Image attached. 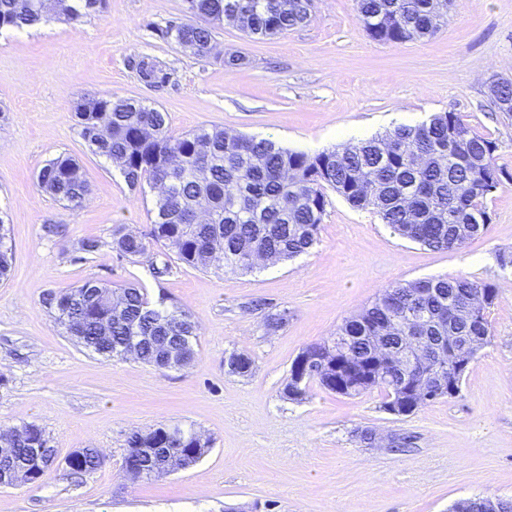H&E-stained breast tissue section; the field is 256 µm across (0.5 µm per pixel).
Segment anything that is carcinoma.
I'll list each match as a JSON object with an SVG mask.
<instances>
[{"instance_id":"carcinoma-1","label":"carcinoma","mask_w":512,"mask_h":512,"mask_svg":"<svg viewBox=\"0 0 512 512\" xmlns=\"http://www.w3.org/2000/svg\"><path fill=\"white\" fill-rule=\"evenodd\" d=\"M188 22L171 21L162 37L200 56L211 54V24L231 22L249 35H275L310 21L316 0H186ZM451 0H356L367 34L386 43H403L432 35L448 13ZM102 7V0H0V30L34 26L55 13L77 23ZM130 64L149 86L169 82L170 74L152 57L138 55ZM502 112H512V83L494 85ZM76 125L89 149L115 163L127 185H148L155 191L153 220L142 236L118 227L110 241L84 242L88 253L105 245L125 257L145 254L150 242L171 248L176 260L193 268H222L247 274L259 261L293 260L317 243L318 231L330 205L328 192L358 209L371 210L399 236L429 249L459 248L466 226L477 236L491 222L487 202L512 182V174L496 164L497 145L474 132L456 112H436L419 125H399L355 144L339 145L315 154L291 150L269 139L230 135L218 127L174 135L168 113L142 101L112 92L77 105ZM38 185L75 211L88 194L79 163L66 155L48 160ZM11 256L0 221V280L10 278ZM497 299L491 283L466 277L419 279L384 288L362 311L346 319L336 334L351 336L347 363L355 373L336 374V355L320 344L305 348L327 361L328 368L309 375L327 391L340 393L337 381L356 396L374 388L384 392L383 406L398 403L403 415L424 406L410 393V379L385 362L379 378L369 362L404 349L413 327L407 318L393 323L390 313L422 307L428 319L431 347L450 340L484 344L490 336L489 309ZM45 307L65 333L84 349L104 358L122 357L131 336H142L140 362L160 367L172 351L183 348L174 367L190 366L196 356L198 326L178 309L151 305L143 289L133 285L112 288L94 279L62 293H50ZM226 359L228 373L246 376L252 357L233 350ZM45 431L28 424L9 433L7 459L17 469L16 482H32L26 462L32 449L48 447ZM193 429L157 426L136 432L128 441L123 470L133 481L149 480L156 456L140 453L156 448L170 458L188 457V450L205 453ZM69 468L78 473L98 469L103 456L96 448L71 453Z\"/></svg>"}]
</instances>
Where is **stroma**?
Returning a JSON list of instances; mask_svg holds the SVG:
<instances>
[{
	"label": "stroma",
	"mask_w": 512,
	"mask_h": 512,
	"mask_svg": "<svg viewBox=\"0 0 512 512\" xmlns=\"http://www.w3.org/2000/svg\"><path fill=\"white\" fill-rule=\"evenodd\" d=\"M187 18L185 0H104L75 24L0 32V217L13 267L0 282V430L37 424L57 450L40 482L0 487V512H449L512 497V267L497 262L512 252V184L490 201L487 231L453 251L401 238L334 196L309 254L251 274L205 271L161 243L132 258L106 247L115 227L149 232L154 194L92 153L75 118L80 102L112 92L167 112L178 135L217 126L314 154L339 145L343 129L362 140L451 110L496 142L497 165L512 173V112L490 91L512 82V0H456L432 37L402 44L372 40L354 0H317L309 22L275 36L217 26L207 57L161 37ZM139 54L170 69L171 83L140 82L127 65ZM238 55L243 64L227 66ZM62 153L89 183L76 211L37 185ZM49 224L61 233L46 234ZM90 239L103 248L85 253ZM446 276L498 292L491 336L458 394L408 416L383 410L377 390L348 397L313 382L303 400L285 397L295 357L384 287ZM88 279L132 283L188 312L199 327L193 365L160 371L74 344L42 300ZM281 311L287 325L269 330L267 314ZM233 350L252 357L249 376L225 372ZM160 424L210 445L189 468L126 480L129 437ZM81 448L101 449L103 465L74 474L66 459Z\"/></svg>",
	"instance_id": "1"
}]
</instances>
